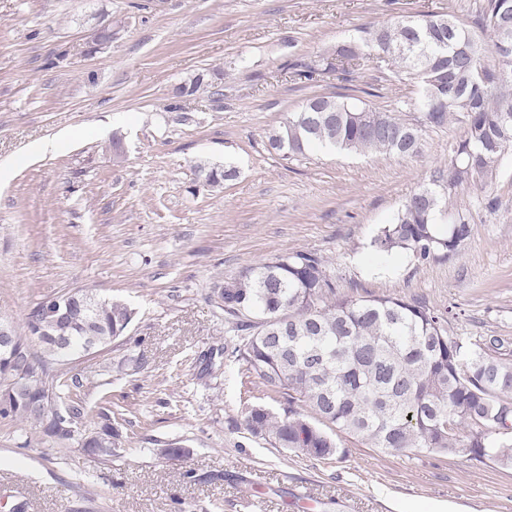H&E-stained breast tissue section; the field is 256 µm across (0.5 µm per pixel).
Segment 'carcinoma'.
<instances>
[{
    "label": "carcinoma",
    "mask_w": 512,
    "mask_h": 512,
    "mask_svg": "<svg viewBox=\"0 0 512 512\" xmlns=\"http://www.w3.org/2000/svg\"><path fill=\"white\" fill-rule=\"evenodd\" d=\"M512 0H482L462 22L453 12L398 17L362 30L337 46L324 69L373 55L422 88L423 122L443 126L460 118L464 131L449 145L448 163L402 204L371 238L383 258L406 253L423 265L458 252L471 236L458 215L448 231L435 230L458 189L494 184L504 155L512 153ZM197 73L175 89L192 95L209 86ZM285 159L316 149L388 153L402 158L422 150V127L387 112L357 107L336 95L306 99L300 111L268 136ZM197 176L212 187L237 177L233 167L200 162ZM224 310L225 334L237 338L232 354L260 381L282 413L262 405L247 410V431L273 448L332 461L342 437L390 452L451 455L467 462L512 466V351L491 336L465 341L448 334L449 317L425 303L394 297L354 298L339 292L329 258L315 252L280 253L256 267L214 283ZM46 297L14 332L21 353L0 355V417L29 425L18 447L38 438L64 444L67 431L86 419L84 401L58 366L103 348L124 335L134 312L110 298L95 299L87 318L58 324ZM80 438L86 451L117 455L112 417Z\"/></svg>",
    "instance_id": "cac0c4a2"
}]
</instances>
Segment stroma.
Instances as JSON below:
<instances>
[{"label":"stroma","mask_w":512,"mask_h":512,"mask_svg":"<svg viewBox=\"0 0 512 512\" xmlns=\"http://www.w3.org/2000/svg\"><path fill=\"white\" fill-rule=\"evenodd\" d=\"M480 0H0V316L16 327L41 299L75 288L126 301L125 336L74 356L93 412L122 411L121 454L78 444L18 447L0 419V512H512V468L346 442L333 464L252 437L243 417L266 403L246 383L212 293L280 252L332 260L341 293L418 298L451 311L448 332L512 343V154L492 188L458 190L459 252L419 266L372 250L374 233L448 161L461 122L424 126L413 158L312 152L283 159L268 135L309 96L421 120L420 88L372 57L349 72L298 76L343 41L395 16ZM112 22L111 47L86 37ZM213 89L175 96L195 74ZM58 149L32 156L58 133ZM122 160L108 148L113 133ZM231 165L221 187L199 161ZM145 363L131 369V359ZM180 442L181 458L166 455ZM195 171L199 178L205 181V184L212 187H220L224 182L231 181L237 177V170L233 167L200 162L195 166Z\"/></svg>","instance_id":"35a3bbf8"}]
</instances>
